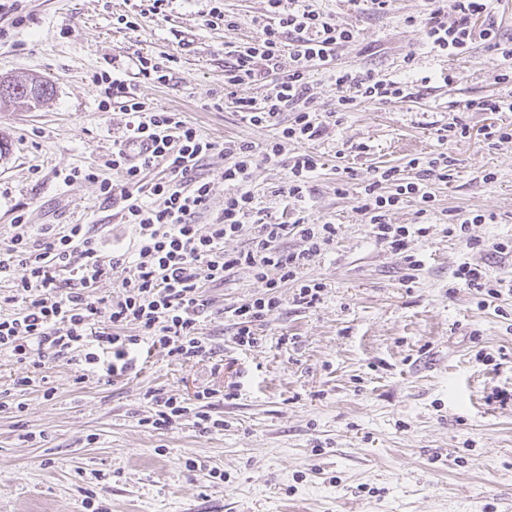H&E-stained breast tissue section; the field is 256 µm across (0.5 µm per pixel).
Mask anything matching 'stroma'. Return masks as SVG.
<instances>
[{
	"label": "stroma",
	"mask_w": 512,
	"mask_h": 512,
	"mask_svg": "<svg viewBox=\"0 0 512 512\" xmlns=\"http://www.w3.org/2000/svg\"><path fill=\"white\" fill-rule=\"evenodd\" d=\"M223 3L237 28L207 26L209 0H170L157 15L146 0H28L25 23L0 40V78L39 77L53 92L36 108L0 98V246L20 211L59 229L97 225L105 263L113 248L133 246L120 205L83 177L93 166L113 179L107 162L126 135L120 99L100 95L94 72L114 73L152 107L182 113L216 144L275 136V127L243 123L232 104L261 96L263 84L224 93L225 65L256 37L269 4ZM319 6L355 32L338 65L400 80L410 52L416 71L431 78L403 101L362 102L321 138L286 144L283 167L252 171L270 212L339 224L334 245L304 271L324 283L320 303L296 306L292 287L282 288L280 311L244 348L224 309L263 293V282L240 270L207 283L213 305L200 331L224 361L220 372L208 360L173 364L156 352L137 374L108 385L79 378L60 359L42 368L44 387L19 395L12 383L25 369L0 353V512H84L89 493L110 512H512V295L482 308L455 277L470 262L490 279L512 280V253L494 249L512 239V142L493 145L481 134L489 124L512 125V111L465 108L484 96L512 97V85L495 81L512 62L480 46L453 61L433 51L406 21L426 0H394L381 13L352 0ZM141 55L173 56L169 80L143 79ZM456 120L469 136L440 143L438 129ZM443 150L457 169L433 185L431 212L417 216L412 202L389 214L390 223L429 229L408 243L420 262L412 270L405 254L375 243L355 193L337 194L336 184L348 169L361 179ZM301 153L318 156L321 169L302 210L288 211L275 188ZM487 171L494 182H483ZM450 209L491 221L470 225L467 239L449 237L442 220ZM283 335L291 344H279ZM204 386L236 389L212 408L223 430L140 425L151 408L146 391L190 398ZM47 387L53 398H44ZM25 430L36 440H23ZM190 459L198 468L187 467ZM214 470L222 479L211 478Z\"/></svg>",
	"instance_id": "35a3bbf8"
}]
</instances>
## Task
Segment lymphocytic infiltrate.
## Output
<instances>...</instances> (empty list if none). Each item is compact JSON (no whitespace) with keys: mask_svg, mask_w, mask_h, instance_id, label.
<instances>
[{"mask_svg":"<svg viewBox=\"0 0 512 512\" xmlns=\"http://www.w3.org/2000/svg\"><path fill=\"white\" fill-rule=\"evenodd\" d=\"M268 2L279 14L277 24L261 25L258 35L236 50L233 63L224 69V87L268 80L261 98H238L234 105L243 122L257 128L275 126L279 133L260 143L228 140L220 147L226 164L218 177L230 191L213 223L201 225L197 218L210 199L211 182L201 169L203 160L218 148L215 143L180 113L141 101L125 81L108 71L92 75V84L122 99L128 142L143 143L145 148L133 157L125 148H117L110 161L117 180H99L101 195L119 202L125 223L136 227L137 244L134 250L113 252L105 264L100 260V239L90 225L71 224L58 231L45 224L34 236L24 215L15 216L16 232L0 249V273L18 267L23 274L7 292H0V304L14 308L12 314L0 315V353L29 368L28 374L14 379L16 392L36 387V370L59 359L111 384L129 375L144 346L179 364L213 358L212 344L199 331V319L212 304L198 279L201 266L214 283L223 281L227 272L242 269L266 286L263 294L225 309L234 326L232 340L241 347L258 343V328L280 310V290L285 285L293 286L295 305L311 308L320 301L323 283L304 278L303 271L333 245L337 225L312 224L301 217L290 224L279 222L252 189V169L260 163L273 168L284 165L285 141L316 140L335 112L350 111L361 99L378 104L405 99L407 85L370 72L334 67L339 48L353 41L354 32L333 22L316 0H291L293 7L285 13L280 10L282 0ZM429 3L428 13L408 16L407 21L421 27L432 50L455 59L479 43L503 58L512 57V46L501 41L497 24L488 19L489 0ZM284 53L293 62L291 70L268 78L267 68L275 67ZM262 61L267 64L263 71L258 68ZM328 64L334 67L332 77L339 92L332 112L318 108L307 81L310 68ZM291 105L296 108L291 122L281 124L282 112ZM159 164L164 165L165 176L144 185V172ZM408 166L411 173L406 177L389 168L355 186L341 180L337 189L341 195L356 192L358 209L376 244L398 253L406 251L412 237L426 236L427 230L390 223V211L414 201L420 213H427L433 182L450 180L457 161L440 152L413 158ZM288 167V178L276 192L287 204L298 206L306 199L318 163L304 153L296 155ZM155 197L160 198V206L152 205ZM247 227L253 230L249 247L225 252V240L240 236ZM291 233L299 236V247L284 246ZM272 268L279 271V279L268 278ZM62 271L68 272L67 280L59 279ZM114 273L121 276L120 295H91L95 284ZM129 325L138 327L137 335L125 334ZM217 395L209 387L196 391L190 401L177 394L146 392L152 409L141 423L167 431L189 419L204 433L223 429V420L209 411Z\"/></svg>","mask_w":512,"mask_h":512,"instance_id":"obj_1","label":"lymphocytic infiltrate"}]
</instances>
